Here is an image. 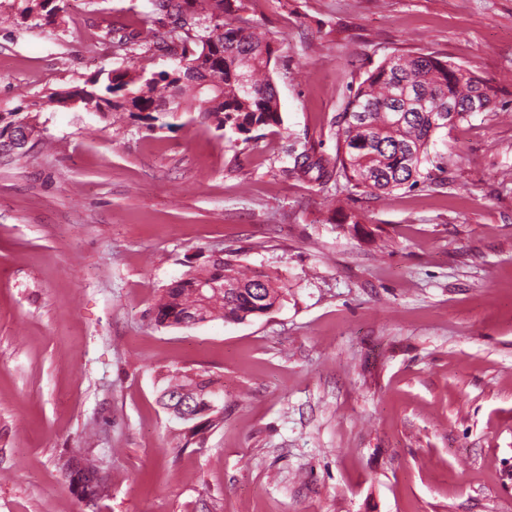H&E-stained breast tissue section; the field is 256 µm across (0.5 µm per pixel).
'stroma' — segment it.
<instances>
[{
  "label": "stroma",
  "mask_w": 512,
  "mask_h": 512,
  "mask_svg": "<svg viewBox=\"0 0 512 512\" xmlns=\"http://www.w3.org/2000/svg\"><path fill=\"white\" fill-rule=\"evenodd\" d=\"M266 34L281 125L243 142L49 104L100 72L170 69L150 0L0 26V107L43 132L0 157V512H512V0H226ZM496 91L451 130L443 186L337 191L336 116L393 53ZM235 253L282 302L162 326L164 288ZM217 381L202 439L158 402ZM109 486L92 498L67 459Z\"/></svg>",
  "instance_id": "stroma-1"
}]
</instances>
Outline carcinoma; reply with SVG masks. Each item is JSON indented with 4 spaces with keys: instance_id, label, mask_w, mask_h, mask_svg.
Listing matches in <instances>:
<instances>
[{
    "instance_id": "obj_1",
    "label": "carcinoma",
    "mask_w": 512,
    "mask_h": 512,
    "mask_svg": "<svg viewBox=\"0 0 512 512\" xmlns=\"http://www.w3.org/2000/svg\"><path fill=\"white\" fill-rule=\"evenodd\" d=\"M68 2L12 0L11 11L33 27L57 28L65 22ZM156 2L155 10L170 19L166 39L181 49L172 68L152 78L113 70L89 86L53 92L49 102L82 112H118L161 128L170 126L168 117L196 112L200 123L242 135L246 142L255 131L282 124L270 77L273 48L266 37L225 19L224 0ZM474 103L482 112L493 111L495 90L473 73L431 53H394L368 74L338 114L336 158L313 161L306 155L297 168L317 171L320 181L341 177L352 188L374 195L440 186L455 160L437 151L436 143L470 115ZM21 123L38 127L35 115L1 111L0 138ZM204 280L226 288L209 294L201 323L216 315L242 322L266 314L283 299L279 278L264 272L248 276L228 256L171 282L154 306L155 321L179 326L193 318ZM215 384L202 374L176 375L162 389L160 401L176 407L175 393L189 391L192 420L199 421L192 435L197 436L223 419L221 410L209 407L218 395ZM67 469L86 491L106 493L104 483H89L96 469L83 457H73Z\"/></svg>"
}]
</instances>
